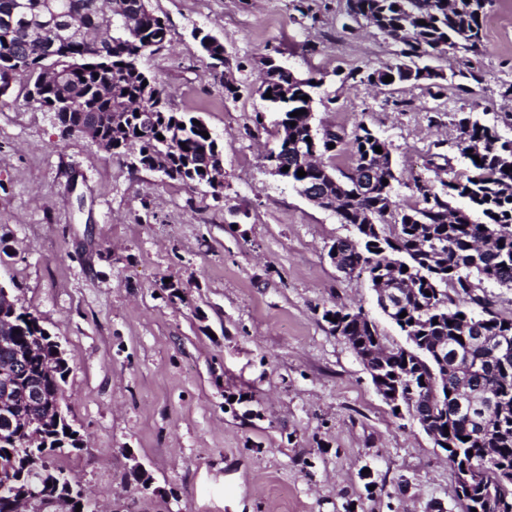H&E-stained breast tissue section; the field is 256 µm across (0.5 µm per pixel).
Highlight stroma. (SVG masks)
Returning <instances> with one entry per match:
<instances>
[{
  "label": "stroma",
  "mask_w": 512,
  "mask_h": 512,
  "mask_svg": "<svg viewBox=\"0 0 512 512\" xmlns=\"http://www.w3.org/2000/svg\"><path fill=\"white\" fill-rule=\"evenodd\" d=\"M150 6L167 34L140 65L171 110L208 124L222 189L140 168L134 146L113 154L62 136L25 76L0 97V284L60 342L67 419L83 440L57 462L97 512H460L445 453L393 413L324 319L360 306L388 344L406 343L368 276L330 259L352 228L267 168L281 130L258 88L268 58L317 81V124L385 140L396 199L415 205L414 177L467 168L461 114L512 139V0H493L477 51L430 58L448 76L438 99L422 82L350 78L401 46L346 23L347 0ZM197 28L228 65L213 68ZM466 68L484 78L471 96L453 77Z\"/></svg>",
  "instance_id": "obj_1"
}]
</instances>
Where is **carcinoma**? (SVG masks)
Returning <instances> with one entry per match:
<instances>
[{"label": "carcinoma", "mask_w": 512, "mask_h": 512, "mask_svg": "<svg viewBox=\"0 0 512 512\" xmlns=\"http://www.w3.org/2000/svg\"><path fill=\"white\" fill-rule=\"evenodd\" d=\"M95 0H0V58L12 63L0 68V81L12 80L19 71L35 76L33 95L47 110L71 113L78 124L96 121L112 140V150L139 144V164L152 169L153 155L165 153L170 172L167 177L185 184L200 182L194 177L207 153L219 145L206 138L205 122L193 123L195 117L171 112L166 107L165 90L155 77L139 64L146 52L160 47L166 37L164 21L157 15L144 16L134 27L124 21L126 11L136 0H108L112 25L105 32L112 36V59L106 70L94 66V43H83L88 28L99 22L92 10ZM492 0H347V14L370 18L374 27L390 39L407 28L414 29L403 42V58H421L444 45L453 51H475L484 42L485 20ZM425 24H419V21ZM45 34L71 43L72 50L53 60L42 59L38 44ZM53 73L70 81L71 104L53 106L51 91L41 86L42 79ZM393 81H418L406 63L387 65L378 70ZM156 85L157 98L143 101V81ZM110 93L98 95L104 82ZM294 89L297 99L288 106L284 119L296 122L288 126V139L305 144V151L316 150L317 157L336 152L344 145L353 164L339 176L315 169L295 159L296 149H288L282 164L289 167L288 181L304 189L314 181L327 188L326 200L342 224H354L358 213L369 216V230L357 228L353 243L342 248V259L354 269L365 272L371 281L381 274L382 265L393 266L399 284L409 288L405 303L393 314L396 325L415 324L414 347L388 349L389 358L380 377L384 386L399 389L405 408L410 402L423 405L433 393L442 395L441 405L433 407L437 436L434 445L446 450L451 468L476 469L477 482L465 493L477 512H493L485 507L488 500L512 504V483L495 482L492 470L482 467L481 449L494 448L502 463L512 464V361L504 366L490 360L485 347L475 336H512V318L505 319L490 311L474 294L477 285L487 281L512 288V139L503 140L497 131L464 115L458 119V149L469 160L468 171L448 170V179L413 178L418 202L399 209L393 199V183L398 181L390 167L386 142L364 125L349 142L331 127L309 128L313 124L314 84L292 78L289 69L271 62L259 91L276 97L281 86ZM157 109V121L145 125L135 111ZM306 110L295 116L293 112ZM163 139H158L157 135ZM314 137L315 144L306 142ZM335 147H329V144ZM382 152H375V147ZM510 171H504V168ZM304 170L306 176L297 175ZM373 173L375 187L371 194L357 200L352 197L351 172ZM388 180L383 184L382 180ZM464 205L457 206V200ZM408 271H403V268ZM431 295H426V292ZM405 317H400L402 312ZM14 332L0 347V367L15 365L21 387L16 410L27 411L35 402L33 392L45 395L42 408L55 409L63 399L62 383L68 364L53 367L54 339L44 333L33 314L17 308L4 313ZM508 327H503V324ZM41 343L42 353L26 356L29 343ZM352 350L361 355L368 348L385 346L374 322H364L352 332ZM440 350L442 357H425L424 352ZM497 386L505 398V413H482L488 385ZM24 422L10 427L0 423V466L11 470V487L0 493V512H10L11 492L21 493L45 486L54 475L66 512H94L89 498L73 488L65 470L52 465L50 452L78 448L80 438L65 419L51 421L39 447H27L22 439Z\"/></svg>", "instance_id": "cac0c4a2"}]
</instances>
